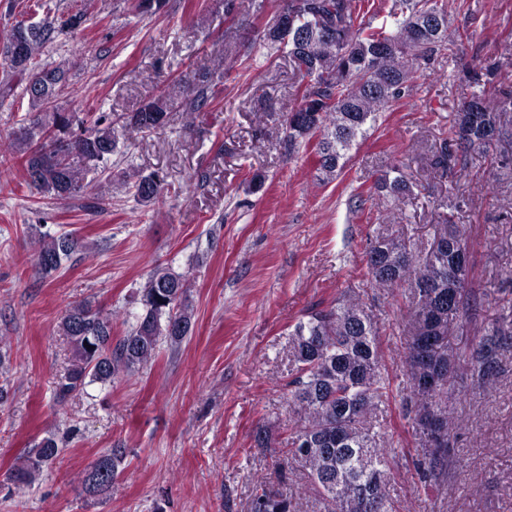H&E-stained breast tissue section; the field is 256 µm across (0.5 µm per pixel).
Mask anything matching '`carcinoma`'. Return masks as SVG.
Instances as JSON below:
<instances>
[{"mask_svg":"<svg viewBox=\"0 0 512 512\" xmlns=\"http://www.w3.org/2000/svg\"><path fill=\"white\" fill-rule=\"evenodd\" d=\"M132 11L156 15L167 0H127ZM386 15L373 0H282L278 14L293 16L295 29L306 30L318 18L333 28L330 39L304 38L287 30H262V46L288 56L299 75L297 97L278 117L288 151L316 140L319 180L334 181L350 159V151L367 137L379 116L411 95L417 78L434 57L468 38L449 25V9L467 0H389ZM265 0H224V12L264 11ZM433 11L441 27L425 32L419 20ZM85 14L57 11L38 22H19L0 31V98L21 88L30 112L21 119L8 153L22 161L26 184L46 198L68 202L86 194L105 199L106 188L134 190L144 205L156 201L166 177L157 171H135L117 179L99 173L117 151L118 130L112 115L66 110L58 103L68 85L70 61L40 64L39 58L62 35L82 27ZM504 62L491 54L469 67L467 79L477 91L458 108L444 139L432 154L442 173H462L468 155L512 140V126L503 115L512 112V88L487 92ZM233 66L224 56L212 57L196 76L181 75L167 90L143 99L124 116L122 127L141 133L165 128L174 112L190 117L207 112L218 98V85ZM320 105L294 117L311 94ZM407 158H396L390 170L374 181L377 194L402 202L412 194ZM38 242L36 265L43 275L58 271L85 250L71 233H52L34 226ZM469 233L463 224H434L429 238H410L387 224L369 239L366 275L372 287L400 290L407 306L402 316L406 343L400 356L408 378L402 400L420 448L415 465L424 487L438 486L448 470L461 466L454 443L462 420L449 403L457 391L452 382L462 352L453 337L471 333L468 346L473 383L495 385L503 355L512 350V301L471 286ZM142 312L119 338L112 336V313L89 302L68 306L59 330L70 346L69 365L55 386L60 402L93 383L102 385L133 373L152 360L164 339L179 344L189 335L194 318L187 275L157 267L139 298ZM494 314H484L485 307ZM288 358L296 376L289 404L297 415L290 428L288 454L305 472L323 512H394L388 485L392 463L399 456L384 419L390 380L379 353V328L372 309L348 289L330 305L309 309L288 332ZM440 363L446 376L425 388L419 378ZM433 415L446 427L438 440L418 423ZM50 434L30 449L8 474L17 488L32 486L59 454ZM126 449L111 448L82 476L85 492L104 497L121 473ZM250 512H298L288 495L264 489L250 502Z\"/></svg>","mask_w":512,"mask_h":512,"instance_id":"carcinoma-1","label":"carcinoma"}]
</instances>
